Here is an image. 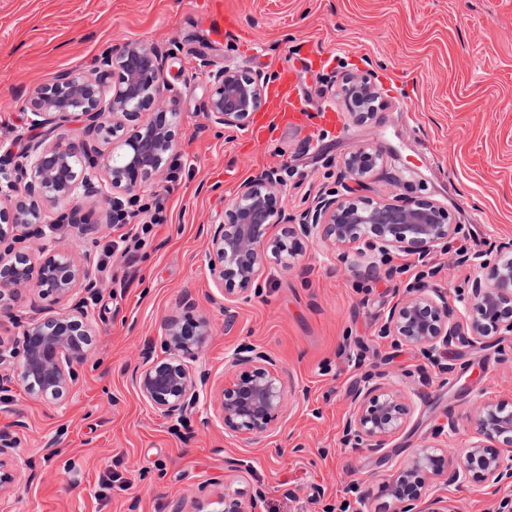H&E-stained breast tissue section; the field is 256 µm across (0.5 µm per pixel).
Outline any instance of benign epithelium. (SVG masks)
Returning <instances> with one entry per match:
<instances>
[{
	"label": "benign epithelium",
	"mask_w": 512,
	"mask_h": 512,
	"mask_svg": "<svg viewBox=\"0 0 512 512\" xmlns=\"http://www.w3.org/2000/svg\"><path fill=\"white\" fill-rule=\"evenodd\" d=\"M174 55L172 48L128 42L118 52L104 50L90 71H65L29 94L27 130L17 135L25 145L0 154V314H9L18 329L14 338L0 339V401L18 382L48 402L64 400L79 384L95 336L85 300L98 293L99 280L93 252L56 249L45 231V216L57 208L56 223L88 235L97 225L88 222L85 205L102 203L106 223L123 224L143 185L169 174L178 112L159 104L178 95L166 74ZM196 70L211 86L209 121L228 132L246 128L262 105L269 76L204 57ZM342 91L355 122L374 119L378 91L370 75L344 74ZM73 118L83 122L80 143L51 138ZM383 165L377 150H351L339 164L342 191L316 196L292 224L279 204L284 178L278 172H265L242 187L224 210V221L209 225L206 234L207 267L219 291L211 300L226 302L224 329L235 320L227 303L248 301L262 287L268 264L295 255L299 236L320 238L345 261L355 252L370 257V270L376 260L396 251L424 260L448 246L459 226L448 223V214L435 201L398 203L355 195V187ZM276 227L280 232H274ZM33 238L40 240L35 254L22 247ZM480 268L483 275L458 296L455 308L445 289H408L389 310L381 334L426 353H441L460 338L482 348L494 338L512 337V261L483 259ZM23 292L30 295L28 317L13 312V301ZM76 294L72 309L41 316L38 298L68 300ZM210 332L203 316L166 321L161 348L168 357L158 360L148 352L131 373L145 403L177 421L199 407L210 376L190 361ZM230 367L232 375L218 395L224 431L248 438L268 435L285 402L274 359L245 345L233 353ZM352 400L345 441L370 452L388 447L411 412L409 396L389 379L365 380ZM474 424V440L459 463H451L438 448H421L409 466L388 480L383 492L397 512H453L447 499L430 494V483L512 486V405L486 399ZM18 447L13 433L0 430V496L25 465ZM261 501L259 492L247 504L226 493L215 512H257Z\"/></svg>",
	"instance_id": "benign-epithelium-1"
}]
</instances>
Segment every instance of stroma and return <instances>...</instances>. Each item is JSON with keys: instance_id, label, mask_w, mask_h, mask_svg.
<instances>
[{"instance_id": "35a3bbf8", "label": "stroma", "mask_w": 512, "mask_h": 512, "mask_svg": "<svg viewBox=\"0 0 512 512\" xmlns=\"http://www.w3.org/2000/svg\"><path fill=\"white\" fill-rule=\"evenodd\" d=\"M213 0H0V145L26 124L24 103L59 72L89 70L107 48L137 41L176 43L168 78L178 167L173 179L146 183L132 223L162 221L132 266L112 257L124 224L104 225L91 240L56 224L57 246L91 249L99 294L86 306L96 336L81 381L52 404L16 386L0 404V430L14 431L30 466L17 472L0 512H214L224 492L265 497L261 512H394L381 487L418 449L436 447L459 463L473 439L482 398L512 403V338L475 349L449 345L448 372L439 355L394 346L380 337L389 309L413 283L393 253L377 281L364 280V259L341 261L320 239L302 240L289 266L270 265L256 296L238 303L237 327L224 330V310L211 303L202 225L222 220L240 186L262 172L283 171L281 205L295 215L315 196L336 190L337 162L367 146L385 158L359 195L401 200L424 196L462 230L429 261L426 286L449 299L482 271L476 256L512 254V0H222L235 24L223 40L209 29ZM312 52L299 73L305 109L334 112L332 125L277 124L269 109L244 130L227 133L207 118V81L199 56L250 71L277 73L299 48ZM371 73L383 106L375 119L353 122L335 76ZM261 129L264 140L252 133ZM466 244L470 262L456 261ZM211 325L198 363L210 372L201 401L209 424L192 414L174 421L144 403L130 372L145 350L163 357L161 327L186 312ZM253 344L276 361L287 408L271 436L226 433L213 413L239 345ZM369 376L395 381L413 402L405 427L384 454L343 442L352 393ZM456 434L442 431L446 415ZM22 428H15V421ZM241 466L228 470L227 459ZM454 512H502L512 491L469 482L441 489Z\"/></svg>"}]
</instances>
